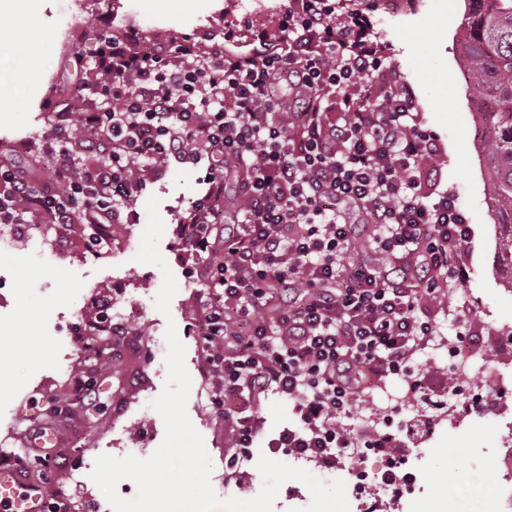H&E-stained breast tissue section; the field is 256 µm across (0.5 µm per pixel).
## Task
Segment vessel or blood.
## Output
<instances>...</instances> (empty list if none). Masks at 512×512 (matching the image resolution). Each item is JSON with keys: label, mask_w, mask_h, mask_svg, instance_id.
<instances>
[{"label": "vessel or blood", "mask_w": 512, "mask_h": 512, "mask_svg": "<svg viewBox=\"0 0 512 512\" xmlns=\"http://www.w3.org/2000/svg\"><path fill=\"white\" fill-rule=\"evenodd\" d=\"M47 499L43 480L0 455V512H45Z\"/></svg>", "instance_id": "1"}]
</instances>
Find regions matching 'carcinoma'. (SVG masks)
<instances>
[{
	"label": "carcinoma",
	"instance_id": "obj_1",
	"mask_svg": "<svg viewBox=\"0 0 512 512\" xmlns=\"http://www.w3.org/2000/svg\"><path fill=\"white\" fill-rule=\"evenodd\" d=\"M460 51L478 105L490 198L512 214V0H468ZM498 273L512 287V222L499 225Z\"/></svg>",
	"mask_w": 512,
	"mask_h": 512
}]
</instances>
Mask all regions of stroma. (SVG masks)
<instances>
[{
	"label": "stroma",
	"instance_id": "35a3bbf8",
	"mask_svg": "<svg viewBox=\"0 0 512 512\" xmlns=\"http://www.w3.org/2000/svg\"><path fill=\"white\" fill-rule=\"evenodd\" d=\"M113 13L92 0H34L20 15L0 17V50L8 60L36 68L37 76L20 82L7 105H0V154L18 143H38L54 121L53 107L78 88L96 79L93 53L98 36L126 27L138 28L147 43L168 44L173 39L198 40L222 31L225 22L249 19L266 23L281 14L286 0H124ZM388 11H373L375 31L387 61L413 87L421 105L418 118L434 132L441 152L435 175L439 190L454 194L472 229V243L460 255L465 270L461 285L445 289L437 305L420 306L417 315L430 321L432 336L419 344L412 359L411 378L383 377L354 401L350 423L360 424L361 435L393 434L400 451L415 447L406 432L419 422L418 404L410 398L408 380L421 392L449 387L488 388L498 371L512 369V353L500 345L502 327H512V290L505 288L496 269L495 224L486 168L475 130L476 104L468 77L460 65L459 25L466 0H396ZM80 13L84 39L69 41L62 20ZM39 32L42 44L31 50L29 30ZM203 170L172 166L149 184L133 205L137 222L134 239L147 224L146 203L159 201L165 230L160 251L174 274L178 290L169 314L155 305L163 275L153 265L134 261L131 253L94 255L85 247L83 227L66 224L46 229L34 223L33 236H17L0 224V439L22 445L25 430L53 423L63 441L58 447L64 468L82 473L79 483L51 485V498L68 505L67 512H113L90 473L103 454L127 456L141 444L150 457L161 444L165 426L152 408L167 379L165 362L144 370L140 360L124 361L121 376L104 366L95 374L92 396L81 399L74 414L48 419L54 400L71 397L70 376L83 370L76 346L67 335L68 321L78 311H93L112 298L114 319H129L134 335L150 344L164 342L168 322H175L186 348L185 364L192 385L187 414L202 435L213 465L212 486L220 499L247 500L261 490L256 467L259 456L292 463V456L270 448L269 442L296 420L294 404L275 391L261 395L262 434L238 474H228L224 458L230 454L229 427L208 401L212 381L204 374V351L197 336L195 296L202 284L191 268L195 262L181 244L192 205L204 191ZM465 333L471 357L449 360L448 346ZM499 431L493 419L467 421L452 430L436 426L428 443V463L420 473L422 493L405 504L390 496L368 495L350 503V512H443L451 486H467L473 478L496 485L499 475L491 450Z\"/></svg>",
	"mask_w": 512,
	"mask_h": 512
}]
</instances>
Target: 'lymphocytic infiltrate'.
Masks as SVG:
<instances>
[{
    "label": "lymphocytic infiltrate",
    "mask_w": 512,
    "mask_h": 512,
    "mask_svg": "<svg viewBox=\"0 0 512 512\" xmlns=\"http://www.w3.org/2000/svg\"><path fill=\"white\" fill-rule=\"evenodd\" d=\"M368 0H289L276 32L146 46L127 29L96 49L92 106L60 109L41 148L49 179L0 163V223L46 218L98 233L132 206L148 177L173 165H205L183 241L207 263L221 296L201 310L214 405L232 422V442L251 448L261 433L246 392L291 399L296 425L275 447L331 463L350 445L340 419L371 376L405 372L433 333L415 315L420 298L442 291L441 276L463 280L456 264L471 227L452 194L430 198L435 137L416 118L417 97L385 62ZM90 161L71 165L75 129ZM247 163L243 209L224 221V171ZM370 224L381 255L419 254L421 273L399 266L348 267L339 255Z\"/></svg>",
    "instance_id": "lymphocytic-infiltrate-1"
}]
</instances>
